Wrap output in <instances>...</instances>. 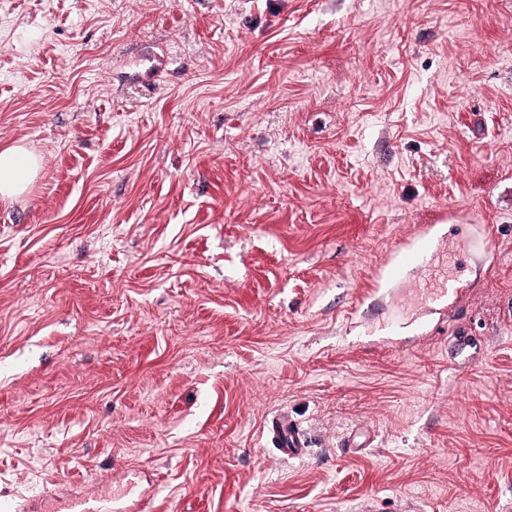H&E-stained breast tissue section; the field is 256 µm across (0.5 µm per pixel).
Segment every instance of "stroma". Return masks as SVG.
Wrapping results in <instances>:
<instances>
[{"label": "stroma", "instance_id": "1", "mask_svg": "<svg viewBox=\"0 0 512 512\" xmlns=\"http://www.w3.org/2000/svg\"><path fill=\"white\" fill-rule=\"evenodd\" d=\"M16 143L0 512H512V0H0ZM41 168V158L22 145L0 150V201L11 202L23 195ZM275 448L282 455L301 457L308 451V439L297 424L285 416H275L267 425Z\"/></svg>", "mask_w": 512, "mask_h": 512}]
</instances>
